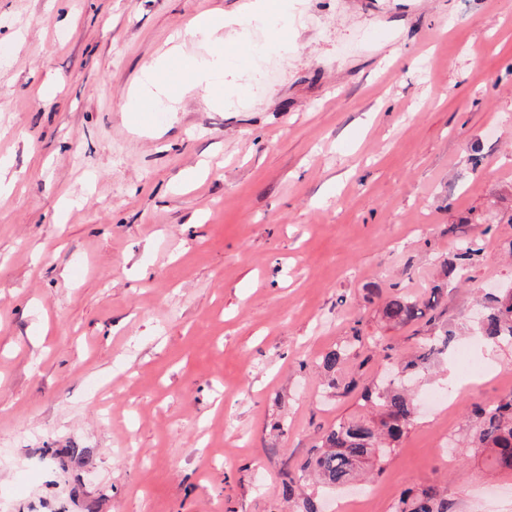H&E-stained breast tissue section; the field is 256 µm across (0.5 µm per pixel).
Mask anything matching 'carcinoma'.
Instances as JSON below:
<instances>
[{"label": "carcinoma", "mask_w": 512, "mask_h": 512, "mask_svg": "<svg viewBox=\"0 0 512 512\" xmlns=\"http://www.w3.org/2000/svg\"><path fill=\"white\" fill-rule=\"evenodd\" d=\"M476 240L458 244L456 268L463 271L479 255ZM386 317L396 324L420 319L424 312L419 302L406 295L390 299ZM478 336L485 343L512 344V292L492 297L490 311L479 322ZM451 342L450 334L432 336L419 344L416 358L403 371H416L443 355ZM361 398L374 406L369 415H353L338 421L322 438L303 471L334 487L347 485L364 468H374L398 448L411 427L414 405L407 388L392 379L384 385L366 386ZM475 447L489 451L487 461L493 468L512 472V394L491 407L473 410ZM396 512H448V501L432 487L418 488L400 498Z\"/></svg>", "instance_id": "1"}]
</instances>
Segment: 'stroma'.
<instances>
[{
    "label": "stroma",
    "instance_id": "obj_1",
    "mask_svg": "<svg viewBox=\"0 0 512 512\" xmlns=\"http://www.w3.org/2000/svg\"><path fill=\"white\" fill-rule=\"evenodd\" d=\"M246 2L0 0V512H337L344 490L299 473L363 413L370 339L398 362L447 331L413 389L459 399L420 409L345 512L426 485L512 512V473L449 445L512 393V346L456 370L512 284V0H293L219 104L132 120L142 66ZM461 238L483 249L463 283ZM434 289L430 316L386 321ZM342 347L349 392L323 367ZM385 315L389 321L404 325L420 319L424 312L418 301L406 295H398L386 303Z\"/></svg>",
    "mask_w": 512,
    "mask_h": 512
}]
</instances>
